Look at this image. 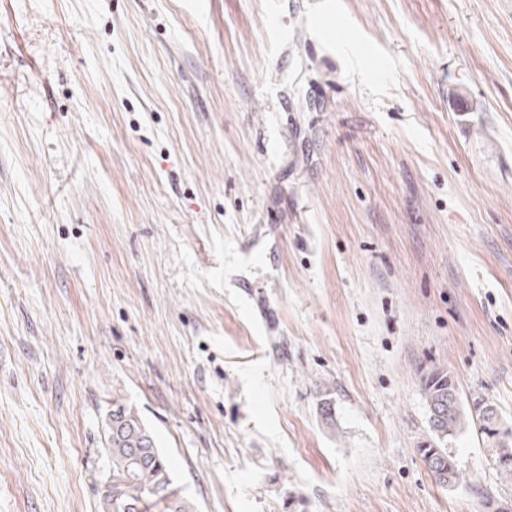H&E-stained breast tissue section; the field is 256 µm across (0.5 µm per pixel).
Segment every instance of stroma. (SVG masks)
I'll list each match as a JSON object with an SVG mask.
<instances>
[{
	"label": "stroma",
	"mask_w": 512,
	"mask_h": 512,
	"mask_svg": "<svg viewBox=\"0 0 512 512\" xmlns=\"http://www.w3.org/2000/svg\"><path fill=\"white\" fill-rule=\"evenodd\" d=\"M430 367L512 427V0H0V512L116 402L199 512H512ZM420 382L428 406V423L431 437L424 445H421V448H418V453L425 466L424 459L432 452L435 454L433 455V459L439 467L447 465L449 468L450 462L448 461V457L452 462V466L449 471L447 470V476L444 478H437L433 474L439 484L451 488L463 482V476L459 472L453 457L448 454L447 448L436 447H441V443L445 438L447 439L448 436H454L460 429L469 426H473L476 432H480L482 443L488 450L489 455L494 459L497 472L500 474L501 478L506 482H512V429L510 428L507 431L501 432L499 437H489L486 433L480 431V425H478V428H475V411L482 410L488 405H493L478 402L473 404V406L468 405L466 407L460 397L455 376L444 367H434L426 373L423 372L420 377ZM449 389L457 393L458 400L448 408V399L451 398V395H448ZM443 401H445V403H443ZM502 452H509L511 454L503 455L501 458L504 464L509 465H501L498 463ZM434 460L430 463L431 467L434 465Z\"/></svg>",
	"instance_id": "35a3bbf8"
}]
</instances>
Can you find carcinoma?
Listing matches in <instances>:
<instances>
[{
	"instance_id": "cac0c4a2",
	"label": "carcinoma",
	"mask_w": 512,
	"mask_h": 512,
	"mask_svg": "<svg viewBox=\"0 0 512 512\" xmlns=\"http://www.w3.org/2000/svg\"><path fill=\"white\" fill-rule=\"evenodd\" d=\"M421 388L429 411L430 440L418 453L421 459L433 454L438 466L448 464V451L441 447L445 438L475 425L474 413L484 403L466 406L462 400L448 405V390L458 391L455 376L444 367L421 374ZM112 431L108 432L105 453L109 466L103 481L101 500L110 502V512H146L148 504L163 505V512H197L188 499L171 489L172 477L166 457L140 415L120 404L112 406ZM489 455L497 460L501 453L512 454V429L498 437L480 433Z\"/></svg>"
}]
</instances>
